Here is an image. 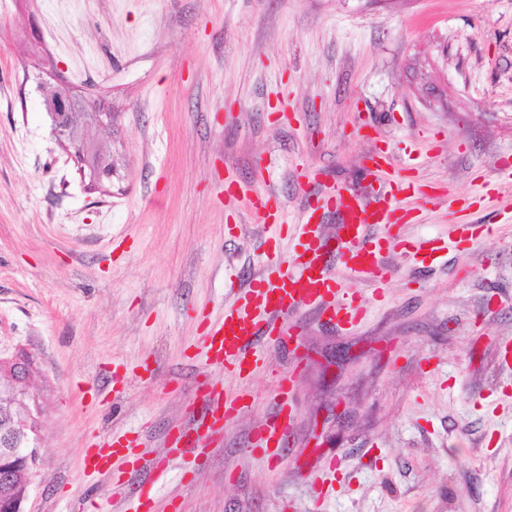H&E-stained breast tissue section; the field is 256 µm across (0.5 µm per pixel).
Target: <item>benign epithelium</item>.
Listing matches in <instances>:
<instances>
[{
  "label": "benign epithelium",
  "mask_w": 512,
  "mask_h": 512,
  "mask_svg": "<svg viewBox=\"0 0 512 512\" xmlns=\"http://www.w3.org/2000/svg\"><path fill=\"white\" fill-rule=\"evenodd\" d=\"M38 80L44 91L42 106L51 119L53 134L70 143L75 156L89 169L92 184L111 180L112 157L98 151L88 139V125L75 116L73 88L57 77L54 61L44 64ZM33 373V360L28 355L0 357V389L11 398L10 408L0 414V512H22L30 476L38 463V423L27 390Z\"/></svg>",
  "instance_id": "benign-epithelium-1"
}]
</instances>
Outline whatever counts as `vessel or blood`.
Wrapping results in <instances>:
<instances>
[{
  "mask_svg": "<svg viewBox=\"0 0 512 512\" xmlns=\"http://www.w3.org/2000/svg\"><path fill=\"white\" fill-rule=\"evenodd\" d=\"M414 160L397 162L389 149L374 148L362 170L370 177L367 191L358 192L332 182L323 173L307 169L302 183L307 195L303 216L296 226L299 249L290 260L275 253L266 256L263 271L246 288L237 291L224 308L223 320L208 326L205 333L207 362L246 378L262 358L259 341L282 344L288 334L284 320L288 313L314 309L327 324L340 328L360 323L366 308L353 292L340 291V273L357 280L385 286L390 267L384 254L399 240V230L409 215L404 198L422 196V184L415 176ZM249 216L256 224H282L280 208L273 196L250 198ZM334 216L335 234H327L325 216ZM294 372L279 375L274 387L275 408L250 436V452L265 462L278 460L289 450L295 420ZM246 394L228 398L220 383H212L201 398V412L192 423L180 427L168 443V453L181 456L205 449L224 428L247 409ZM84 459L96 472L112 475V492L119 495L128 487L122 469L156 472L154 461L141 453L137 438L113 437L86 448ZM339 471L335 459L321 457L316 468L301 475L315 498L332 489Z\"/></svg>",
  "mask_w": 512,
  "mask_h": 512,
  "instance_id": "1",
  "label": "vessel or blood"
}]
</instances>
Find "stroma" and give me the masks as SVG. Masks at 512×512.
<instances>
[{"label": "stroma", "instance_id": "stroma-1", "mask_svg": "<svg viewBox=\"0 0 512 512\" xmlns=\"http://www.w3.org/2000/svg\"><path fill=\"white\" fill-rule=\"evenodd\" d=\"M53 59L112 126L111 181L92 184L51 133L36 57ZM291 114L282 123L281 114ZM416 156L403 241L436 246L417 266L393 248L383 297L342 280L366 308L337 329L289 315L295 348L263 345L238 381L207 366L202 322L223 318L259 271L265 241L293 243L224 209V180L276 195L299 223L306 168L363 190L377 145ZM269 160L263 176L255 163ZM512 0H0V353H29L40 467L24 512L113 499L87 467L91 441L127 434L158 461L149 512H512ZM489 182L493 196L479 185ZM489 225L459 237L454 204ZM298 370L290 451L247 449L272 383ZM123 376L113 390V375ZM248 390L251 408L205 456H167L207 384ZM334 456L344 477L313 503L298 468Z\"/></svg>", "mask_w": 512, "mask_h": 512}]
</instances>
